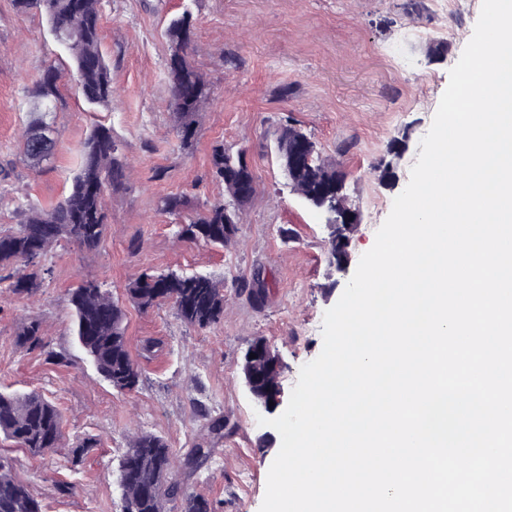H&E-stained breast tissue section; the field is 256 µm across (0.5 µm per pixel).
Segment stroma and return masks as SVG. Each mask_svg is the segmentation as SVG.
Segmentation results:
<instances>
[{
  "mask_svg": "<svg viewBox=\"0 0 512 512\" xmlns=\"http://www.w3.org/2000/svg\"><path fill=\"white\" fill-rule=\"evenodd\" d=\"M102 50L112 74L109 104L91 106L66 81L63 102L48 114L53 157L34 164L22 147L35 119L28 90L50 64L72 67L45 15L0 0V233L17 232L28 206L63 198L95 124L112 128L126 165L123 188L107 191V229L92 252L60 243L46 255L52 270L32 295L9 288L0 270V393L40 391L61 411L62 445L35 456L0 438V455L42 503L44 512H122L116 465L144 432L174 452V478L211 500L216 512H259L280 446L259 425L260 404L239 365L257 338L284 363L291 393L301 367L323 347L326 310L341 297L361 256L410 180L449 71L471 39L482 0H101ZM189 10L195 36L189 59L211 87L197 116L194 145L180 146L168 79L169 19ZM234 52L238 67L225 66ZM291 120L345 180L359 224L341 267L329 263L328 231L288 188L274 152L276 129ZM245 149L256 194L240 213L235 239L222 248L181 237L157 209L160 197L202 205L223 199L211 172L215 148ZM209 272L224 287V316L206 328L184 324L171 303L138 309L127 289L146 274ZM264 276L266 298L254 307L241 280ZM83 280L107 289L126 311V337L140 371L134 390L119 391L95 372L71 331V291ZM38 324L47 351L17 338ZM64 353L58 365L48 351ZM231 431L217 437L207 416ZM94 439L79 463L70 450ZM213 450L209 470L186 476V448ZM68 492H61L60 483Z\"/></svg>",
  "mask_w": 512,
  "mask_h": 512,
  "instance_id": "obj_1",
  "label": "stroma"
}]
</instances>
